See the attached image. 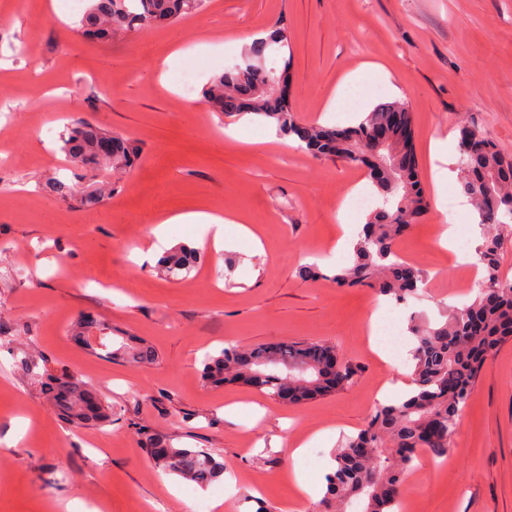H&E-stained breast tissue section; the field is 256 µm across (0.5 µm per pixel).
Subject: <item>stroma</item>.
Returning <instances> with one entry per match:
<instances>
[{
	"mask_svg": "<svg viewBox=\"0 0 512 512\" xmlns=\"http://www.w3.org/2000/svg\"><path fill=\"white\" fill-rule=\"evenodd\" d=\"M62 0H0V512H188V481L153 463L145 433L199 448L234 480L193 488L235 512H279L295 495L291 476L321 480L333 449L315 443L292 456L295 439L321 428L359 431L376 394L404 355L381 363L368 345L373 311L407 327L410 314L438 317L467 301L469 273L435 245L440 214L429 142L476 126L512 156V0H206L177 23L111 41L83 37ZM281 24L291 33L289 101L308 123L346 127L349 110L324 112L343 77L381 64L401 91L367 80L369 106L400 99L411 113L412 149L428 208L407 227L399 253L429 274V294L384 304L371 289L343 290L296 270L336 268V212L366 165L315 158L274 140L265 121L210 112L200 96L240 56L237 38ZM199 63L184 96L175 74ZM82 117L127 138L140 152L115 190L83 208L43 185L75 168L60 149L69 119ZM232 211L258 228L263 247L224 227L213 253L201 225L171 224L187 211ZM164 250L198 249L190 275L174 279L138 265L150 230ZM90 314L114 332L145 340L154 363L108 362L77 346L76 319ZM336 345L359 374L343 390L286 404L238 382L201 379V362L225 342ZM40 372L71 371L112 406L105 426L66 423L32 384ZM237 402L235 417L225 405ZM265 408L256 418L252 404ZM176 494H168V486ZM418 512H512V342L486 360L457 425L450 465L423 456L405 480ZM194 498V499H195Z\"/></svg>",
	"mask_w": 512,
	"mask_h": 512,
	"instance_id": "35a3bbf8",
	"label": "stroma"
}]
</instances>
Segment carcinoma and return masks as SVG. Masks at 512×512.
<instances>
[{
  "instance_id": "carcinoma-1",
  "label": "carcinoma",
  "mask_w": 512,
  "mask_h": 512,
  "mask_svg": "<svg viewBox=\"0 0 512 512\" xmlns=\"http://www.w3.org/2000/svg\"><path fill=\"white\" fill-rule=\"evenodd\" d=\"M205 0H91L80 24L92 40L112 37L116 31H139L165 26L198 13ZM288 29L277 28L266 39L256 40L242 61L216 76L203 90V102L214 112L227 116L253 114L274 124L280 135L298 141L302 152L312 155L352 156V148L367 141L370 133L391 127L392 112L404 107L399 102L375 106L356 125L341 130L303 123L289 105L288 97L276 96L262 84L281 76L276 62L260 63L289 46ZM410 113L404 126L392 134L388 152L393 160L376 165L365 160L372 172L378 202L367 214L362 236L349 262L328 277L338 288L369 287L398 303L418 295L427 273L401 259L397 242L403 229L420 218L427 203L420 188L417 169L404 174L393 162L408 153ZM112 142L111 155L99 153L102 141ZM61 149L71 162L92 171V182L80 188L67 179L53 178L45 184L48 195L76 199L92 205L114 191L112 182L98 179L99 172L133 169L139 161L126 140L86 120L77 119L60 135ZM457 150L458 185L472 204L479 224L486 228L478 250L482 277L470 299L444 308L439 318L411 319L408 325L411 348L408 361L415 385L412 396L375 407L366 425L342 437L336 448V468L327 476L328 487L319 502V512H397L404 498L407 473L422 453L446 458L451 437L461 413L475 388L486 356L507 339H512V280L501 275L500 254L503 229L512 225V159L505 158L474 125L459 127ZM197 263V253L181 248L164 255L160 267L177 277L188 274ZM101 332L102 348L96 355L112 361L129 356L141 364L157 358L147 344L133 345L113 336L112 326L85 317L72 326V337ZM334 357L336 372L322 370L323 361ZM201 377L218 384L230 377L273 398L282 393L298 402L343 389L358 375L350 360L337 357L336 347L320 342H284L276 346L243 348L229 344L202 362ZM41 390L53 401L64 419L76 426L103 425L111 419L112 407L89 383L76 374L44 377L34 374ZM147 450L162 471L201 487L224 474V464L197 448L176 447L166 438L150 435Z\"/></svg>"
}]
</instances>
